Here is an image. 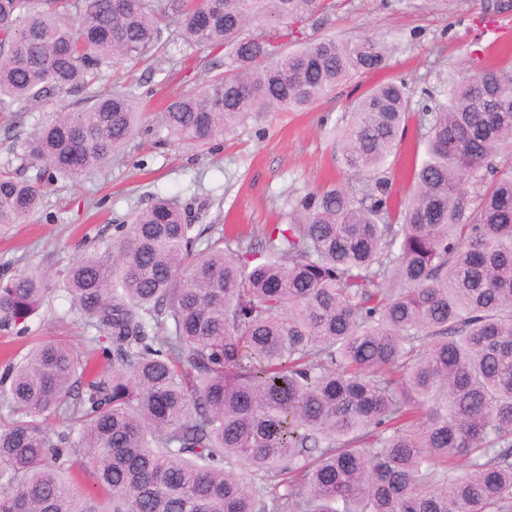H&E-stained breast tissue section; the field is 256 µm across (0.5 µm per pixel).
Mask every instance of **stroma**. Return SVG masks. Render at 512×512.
Instances as JSON below:
<instances>
[{
    "label": "stroma",
    "mask_w": 512,
    "mask_h": 512,
    "mask_svg": "<svg viewBox=\"0 0 512 512\" xmlns=\"http://www.w3.org/2000/svg\"><path fill=\"white\" fill-rule=\"evenodd\" d=\"M483 8L484 0H336L333 13L306 25L305 36L386 34L394 47L388 67L337 85L308 111L270 112L205 145L167 138L159 115L172 96L194 90L224 53L189 54L182 40L170 39L166 52L133 69L145 117L124 151L79 182L44 184L32 216L0 227V277L36 266L51 275L38 314L0 328V371L7 357L22 358L39 342L65 340L84 349L92 331L71 308L64 272L84 254L110 252L123 224L155 196L170 198L185 212L202 248L228 225L258 234L287 223L295 198L346 182L332 129L369 87L402 78L415 90L440 91L449 74L465 77L457 66L465 54L489 66L500 60L501 47L512 49V11L495 33L480 22ZM76 101L62 93L34 111L0 114V165L15 161L47 113Z\"/></svg>",
    "instance_id": "1"
}]
</instances>
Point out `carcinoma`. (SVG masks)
Segmentation results:
<instances>
[{
	"mask_svg": "<svg viewBox=\"0 0 512 512\" xmlns=\"http://www.w3.org/2000/svg\"><path fill=\"white\" fill-rule=\"evenodd\" d=\"M0 0V109L83 94L0 170V225L78 181L134 137L135 89L104 71L147 60L177 18L187 49L224 71L161 113L205 144L264 112L312 107L383 69L382 37L312 40L328 0ZM512 6L488 5L484 23ZM273 23L291 26L272 35ZM448 73L442 95L370 88L337 127L362 183L316 188L287 224L219 234L197 251L170 200L136 213L110 254L65 274L72 308L109 346L105 366L67 342L4 372L0 512H512V59ZM418 143L395 201L391 157ZM38 173L31 179L29 168ZM38 268L0 278V325L37 314ZM92 470L102 494L74 492Z\"/></svg>",
	"mask_w": 512,
	"mask_h": 512,
	"instance_id": "1",
	"label": "carcinoma"
}]
</instances>
